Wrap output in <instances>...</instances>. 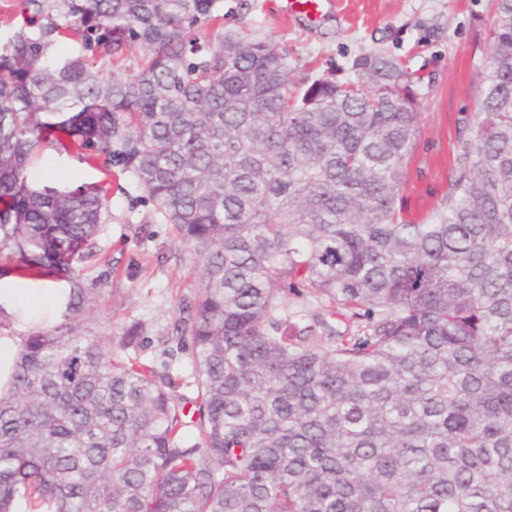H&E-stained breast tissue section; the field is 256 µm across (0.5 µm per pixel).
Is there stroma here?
Segmentation results:
<instances>
[{
  "instance_id": "1",
  "label": "stroma",
  "mask_w": 512,
  "mask_h": 512,
  "mask_svg": "<svg viewBox=\"0 0 512 512\" xmlns=\"http://www.w3.org/2000/svg\"><path fill=\"white\" fill-rule=\"evenodd\" d=\"M340 13L310 20L291 15L289 0H224V29L246 40H274L288 49L293 80L305 84L319 75L347 76L353 61L369 53L390 55L422 74L432 90L422 109L417 155L405 190L413 216L432 212L446 190L448 161L458 148L459 118L480 110L478 83L492 44L491 0H340ZM47 183L76 187L102 175L75 155L47 150ZM134 190H113L110 219L96 237L95 254L80 263L87 301L77 316L80 328L111 339L121 353L124 333L142 324L148 339L141 357L169 365L191 395L187 354H168L180 302L199 286L190 253L171 225L153 218L151 206L134 200ZM32 291L23 307L0 310V336L21 342L52 328L67 313L70 284L52 277L26 280ZM56 298L44 301L43 289Z\"/></svg>"
}]
</instances>
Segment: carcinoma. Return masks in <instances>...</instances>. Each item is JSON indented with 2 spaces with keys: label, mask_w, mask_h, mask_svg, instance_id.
Wrapping results in <instances>:
<instances>
[{
  "label": "carcinoma",
  "mask_w": 512,
  "mask_h": 512,
  "mask_svg": "<svg viewBox=\"0 0 512 512\" xmlns=\"http://www.w3.org/2000/svg\"><path fill=\"white\" fill-rule=\"evenodd\" d=\"M492 2L481 111L414 218L425 93L395 58L301 88L285 47L224 32L223 0H11L29 17L0 38V258L81 309L116 175L200 287L165 338L192 397L71 321L24 338L0 512H512V0ZM135 49V73L103 75ZM49 147L104 179L38 185ZM300 288L327 314L294 321Z\"/></svg>",
  "instance_id": "carcinoma-1"
}]
</instances>
